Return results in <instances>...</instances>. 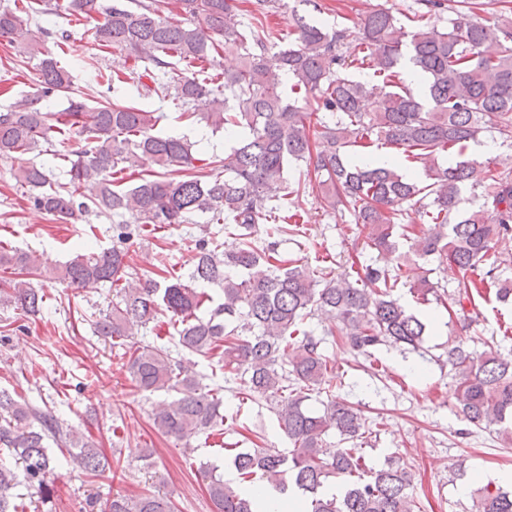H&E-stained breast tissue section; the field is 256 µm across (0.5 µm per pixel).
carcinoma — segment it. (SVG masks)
<instances>
[{"instance_id": "obj_1", "label": "carcinoma", "mask_w": 512, "mask_h": 512, "mask_svg": "<svg viewBox=\"0 0 512 512\" xmlns=\"http://www.w3.org/2000/svg\"><path fill=\"white\" fill-rule=\"evenodd\" d=\"M185 18L165 14L167 0H128L105 7L100 0H68L67 9L83 18L103 15L93 38L103 47L122 48L148 60L167 75L162 89L173 88L183 104L199 100L208 111L189 117L213 134L227 133L236 144L224 154V171L196 170L194 143L187 136L157 130L162 115L140 106H90L67 98V107L53 111L44 100L68 92L72 77L33 39L29 12L0 7V35L39 58L40 87L0 111V159L19 162L16 179L29 190L33 206L60 220H75L93 208L106 217L118 241L125 243L146 227L189 223L196 213L211 214L224 232L239 240L227 248L217 236L198 239L187 276L143 275L138 285L122 288L112 312L95 324L100 336L122 341L130 351L128 369L140 390L175 392L179 397L153 414L154 427L166 436L188 437L223 421L224 386L203 383L165 346H142L138 336L162 314L177 325L176 346L206 355L224 348L222 367L240 375L252 398L276 403L280 430L292 445L285 456L264 448L234 455L233 465L244 481L255 476L283 489L287 480L310 493L309 512H413L409 495L411 467L388 461L367 471L357 441L366 433L360 410L331 399L323 413L303 406L320 390L330 371L320 351L323 339L306 326L320 316L330 323L325 335L345 338L356 353L369 357L385 343L417 352L427 324L394 298V288L409 286L426 300L437 288L428 277L408 280L406 259L435 256L462 274L454 304L486 299L493 289L497 302L512 303V278L503 274L500 249L512 241V170H493L464 158L471 142L495 131L512 140V6L503 0L492 21L479 22L473 7L456 12L439 27L443 0H424L427 11L413 13L403 24L392 12L366 15L360 28L328 30L293 9L288 35L293 41L267 57L266 42L278 38L267 26V0H256L252 23L241 24L235 0H179ZM234 50L239 63L224 70V83L214 86L193 74L169 68L166 58L204 60L218 49ZM422 79L414 88L401 81L403 59ZM371 70L362 82L347 76L351 68ZM294 98L284 96L283 79ZM375 99V107L365 104ZM316 125L317 138L310 136ZM76 135L82 142L70 160L66 183L53 185L44 165L25 155L58 135ZM402 151L413 173L393 166L354 165L348 148L373 143ZM448 155V165L440 162ZM148 158L159 168L140 175L130 190L116 188V174ZM306 165L304 180L279 194L286 164ZM318 182L320 205L340 208L371 232L365 247L384 259L383 265L352 259L349 269L319 284L314 271L287 265L277 258L275 237L293 219L290 209L310 194V174ZM90 191V198L79 193ZM482 188L468 197L464 190ZM419 206L425 231L398 224L406 205ZM266 225V238L255 240L256 227ZM0 269L12 278L0 293L15 308L36 316L43 295L29 279L42 272L75 288L89 284L118 285L135 275L128 251L112 246L79 253L62 267L39 255L0 245ZM216 286L219 302L206 291ZM215 304L206 316L198 312ZM455 373L454 398L461 418L484 429L496 428L512 444V357L494 342L474 354L460 347L448 351ZM336 431L345 444L328 452L325 436ZM75 448L71 463L94 475L108 462L89 440L63 431L54 417L0 390V450H7L22 468L28 487L41 502L51 500L58 477L57 461L47 440ZM349 478L342 495L319 493L329 478ZM17 480L12 466L0 463V512H19L8 491ZM214 512H263L259 495L213 476L208 484ZM98 512H175L170 497L147 493L114 494ZM472 512H512V492L490 483L474 491Z\"/></svg>"}]
</instances>
